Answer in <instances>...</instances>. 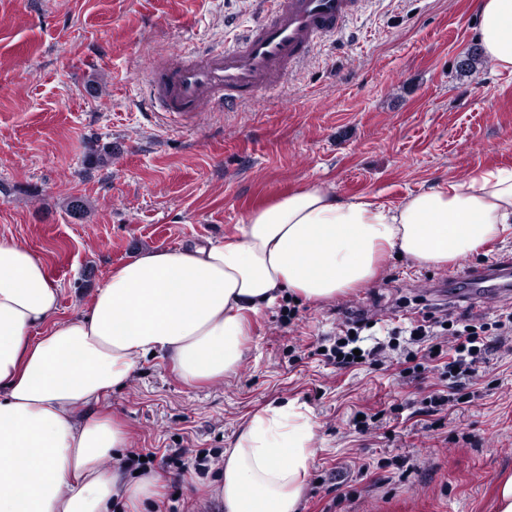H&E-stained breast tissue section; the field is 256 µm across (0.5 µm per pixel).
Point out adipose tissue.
I'll list each match as a JSON object with an SVG mask.
<instances>
[{
  "label": "adipose tissue",
  "instance_id": "1",
  "mask_svg": "<svg viewBox=\"0 0 512 512\" xmlns=\"http://www.w3.org/2000/svg\"><path fill=\"white\" fill-rule=\"evenodd\" d=\"M478 36L512 73V0H477ZM512 238V170H474L396 206L313 185L250 211L236 236L143 249L112 269L88 313L58 320L60 289L25 242L0 238V512H143L158 476L101 467L126 448L111 416L88 413L141 360H170L189 385L219 381L244 353L248 316L295 292L335 297L384 256L443 265ZM299 405H267L225 449L209 493L224 512H298L314 456Z\"/></svg>",
  "mask_w": 512,
  "mask_h": 512
}]
</instances>
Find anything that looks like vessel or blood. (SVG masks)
<instances>
[{"instance_id":"1","label":"vessel or blood","mask_w":512,"mask_h":512,"mask_svg":"<svg viewBox=\"0 0 512 512\" xmlns=\"http://www.w3.org/2000/svg\"><path fill=\"white\" fill-rule=\"evenodd\" d=\"M367 0H269L264 18L223 50L202 49L155 66L147 80L152 108L166 121L204 108H236L279 89L287 72L309 60L324 40L340 35ZM476 290L512 295V262L469 276Z\"/></svg>"}]
</instances>
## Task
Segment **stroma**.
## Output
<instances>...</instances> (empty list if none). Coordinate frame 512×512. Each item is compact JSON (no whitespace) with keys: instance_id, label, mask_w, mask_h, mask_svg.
<instances>
[{"instance_id":"1","label":"stroma","mask_w":512,"mask_h":512,"mask_svg":"<svg viewBox=\"0 0 512 512\" xmlns=\"http://www.w3.org/2000/svg\"><path fill=\"white\" fill-rule=\"evenodd\" d=\"M474 0H367L278 94L177 127L151 117L147 73L166 54L223 47L257 0H0V237L28 243L61 288V317L88 311L108 272L135 251L236 234L247 213L324 185L388 205L477 168H512V74L478 48ZM110 150L104 166L89 157ZM85 200L71 215L65 201ZM512 260V239L426 267L390 258L368 283L322 301L286 295L253 317L246 352L223 381L184 384L149 358L96 409L129 434L102 468L160 474L153 512H209L206 486L226 448L270 402L302 404L314 462L299 512H493L512 473V337L462 389L440 367L410 369L408 335L385 327L416 311L449 318L512 311L470 298V272ZM295 306L292 324L284 308ZM367 311L384 346L346 371L316 355L339 307ZM376 415L356 429L358 413ZM341 504H333L334 495Z\"/></svg>"}]
</instances>
